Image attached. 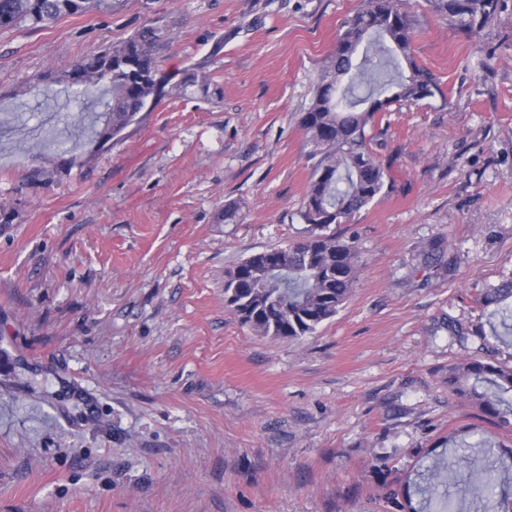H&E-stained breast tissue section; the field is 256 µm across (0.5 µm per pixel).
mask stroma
Segmentation results:
<instances>
[{
	"instance_id": "obj_1",
	"label": "stroma",
	"mask_w": 512,
	"mask_h": 512,
	"mask_svg": "<svg viewBox=\"0 0 512 512\" xmlns=\"http://www.w3.org/2000/svg\"><path fill=\"white\" fill-rule=\"evenodd\" d=\"M361 2L112 0L0 30V512H387L384 481L423 512L450 433L512 449L448 388L478 338L439 326H487L512 280V0L472 35L402 0L438 90L368 131L389 177L331 227L362 260L336 316L288 341L224 303L235 264L310 232L300 117ZM153 22L175 89L96 142L97 97L56 77ZM480 304L483 309L493 306L495 314L512 321V281L491 288L480 298Z\"/></svg>"
}]
</instances>
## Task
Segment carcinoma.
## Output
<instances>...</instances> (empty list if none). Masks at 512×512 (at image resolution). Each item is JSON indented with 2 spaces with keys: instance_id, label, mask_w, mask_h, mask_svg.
I'll list each match as a JSON object with an SVG mask.
<instances>
[{
  "instance_id": "obj_1",
  "label": "carcinoma",
  "mask_w": 512,
  "mask_h": 512,
  "mask_svg": "<svg viewBox=\"0 0 512 512\" xmlns=\"http://www.w3.org/2000/svg\"><path fill=\"white\" fill-rule=\"evenodd\" d=\"M448 17L452 26L471 35L501 18L505 0H428ZM90 0H0V29L22 23L46 24L61 16L80 13ZM413 24L397 0H363L361 8L343 23L336 51L327 60L317 83L312 105L301 127L313 146L311 179L301 218L314 232L284 247L254 253L227 271L224 302L260 336L297 340L333 318L350 297L359 278L361 260L354 243L324 229L345 223L383 190L387 170L367 146L366 128L394 102L417 104L434 96L437 84L412 53ZM164 29L147 24L134 35L89 53L58 77L71 88L82 87L89 96L101 87L112 93L105 103L107 119L100 138L119 136L136 122L149 104L169 94L168 83L158 77ZM482 308L494 307L512 321V281L490 289L480 298ZM490 382L497 391L477 388ZM448 388L466 397L485 415L504 424L512 422V403L502 394L512 392V369L479 356L460 364L448 376ZM478 447L485 465L484 481L474 492L487 501L491 512H512V505L494 499L487 479L494 470L512 469V452L491 454V443ZM476 459L453 453L428 470L423 491L452 507L440 491L442 475L454 481L459 470Z\"/></svg>"
}]
</instances>
